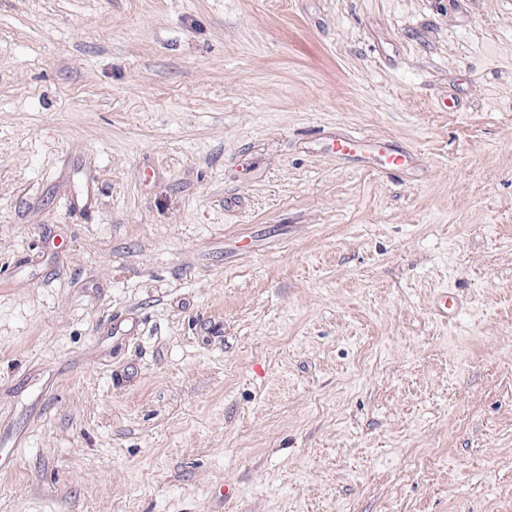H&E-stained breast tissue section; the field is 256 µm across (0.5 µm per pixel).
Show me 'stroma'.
Instances as JSON below:
<instances>
[{"mask_svg": "<svg viewBox=\"0 0 512 512\" xmlns=\"http://www.w3.org/2000/svg\"><path fill=\"white\" fill-rule=\"evenodd\" d=\"M0 512H512V0H0Z\"/></svg>", "mask_w": 512, "mask_h": 512, "instance_id": "stroma-1", "label": "stroma"}]
</instances>
